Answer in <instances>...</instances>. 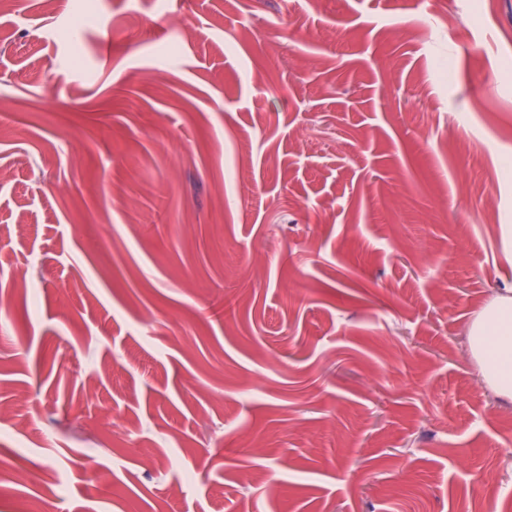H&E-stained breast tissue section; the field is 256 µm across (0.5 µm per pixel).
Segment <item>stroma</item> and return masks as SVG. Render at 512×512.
<instances>
[{"mask_svg":"<svg viewBox=\"0 0 512 512\" xmlns=\"http://www.w3.org/2000/svg\"><path fill=\"white\" fill-rule=\"evenodd\" d=\"M484 2L0 12V512L19 474L43 512H512L466 353L512 294Z\"/></svg>","mask_w":512,"mask_h":512,"instance_id":"stroma-1","label":"stroma"}]
</instances>
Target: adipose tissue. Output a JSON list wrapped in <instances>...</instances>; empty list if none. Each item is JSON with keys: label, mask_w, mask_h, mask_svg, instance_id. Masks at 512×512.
<instances>
[{"label": "adipose tissue", "mask_w": 512, "mask_h": 512, "mask_svg": "<svg viewBox=\"0 0 512 512\" xmlns=\"http://www.w3.org/2000/svg\"><path fill=\"white\" fill-rule=\"evenodd\" d=\"M468 351L482 382L512 399V295L494 296L479 312L468 328Z\"/></svg>", "instance_id": "obj_1"}]
</instances>
